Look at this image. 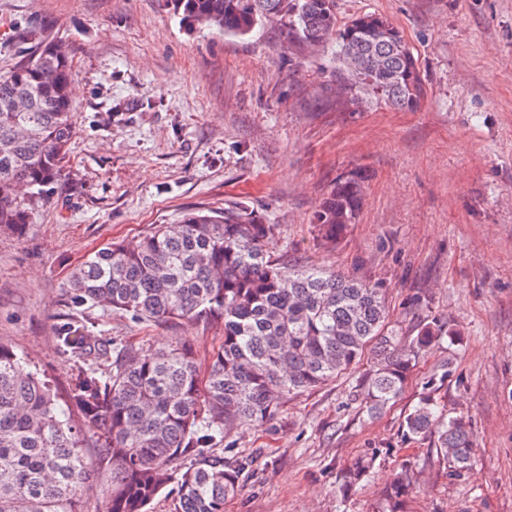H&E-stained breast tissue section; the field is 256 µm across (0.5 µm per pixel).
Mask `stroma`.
<instances>
[{"mask_svg":"<svg viewBox=\"0 0 512 512\" xmlns=\"http://www.w3.org/2000/svg\"><path fill=\"white\" fill-rule=\"evenodd\" d=\"M376 13L399 29L426 95L400 111L367 93L336 57L279 22L236 37L165 0H0V73L31 36L65 43L76 129L60 180L30 199L24 232H0V342L66 396L64 314L141 350L180 341L207 360L219 328L143 325L99 308L68 312L70 272L109 241L237 203L280 235L273 252L384 289L402 335L431 318L462 339L422 354L402 397L369 417L354 376L285 398L262 426L234 430L249 460L224 512H382L393 474L411 466L406 512H512V0H336L338 24ZM367 171L356 224L333 247L314 216L337 178ZM456 380L445 413L466 418L470 473L448 474L432 437L400 439L405 414L441 364ZM381 449L350 496L345 469Z\"/></svg>","mask_w":512,"mask_h":512,"instance_id":"1","label":"stroma"}]
</instances>
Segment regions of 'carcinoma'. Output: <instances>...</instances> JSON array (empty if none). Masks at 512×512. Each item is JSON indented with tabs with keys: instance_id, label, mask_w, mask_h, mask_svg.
Segmentation results:
<instances>
[{
	"instance_id": "1",
	"label": "carcinoma",
	"mask_w": 512,
	"mask_h": 512,
	"mask_svg": "<svg viewBox=\"0 0 512 512\" xmlns=\"http://www.w3.org/2000/svg\"><path fill=\"white\" fill-rule=\"evenodd\" d=\"M193 22L245 36L279 21L309 43L336 40V55L359 83L395 109L411 111L425 89L417 62L385 16L363 14L340 28L336 0H166ZM72 68L66 47L38 40L0 75V230L21 232L28 210L23 182L42 193L59 180L71 121ZM365 175L336 180L315 216L334 243L364 202ZM279 225L250 206L189 212L156 224L135 245L109 242L69 275L74 307H100L139 323L195 320L222 329L206 365L190 346L149 352L102 344L85 327L59 328L62 352L77 360L65 403L9 346L0 343V512H80L85 491L104 486L102 512H148L175 484L171 512H224L246 461L214 453L230 431L270 421L291 393L317 388L373 361L356 378L353 400L376 415L404 392L422 352L460 333L431 320L406 340L388 325L383 291L332 270L293 268L273 257ZM448 367L425 383L404 417L401 440L437 436V455L460 476L477 448L467 423L442 413L437 395ZM77 410L71 419L67 407ZM97 448L92 463L87 442ZM382 450L356 458L343 474L348 491L369 478ZM413 473H395L389 512H403Z\"/></svg>"
}]
</instances>
